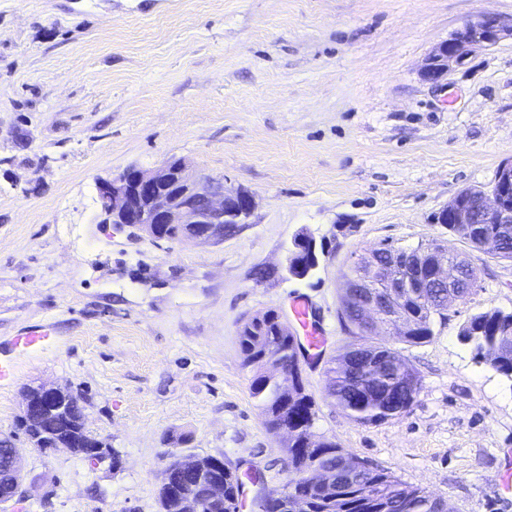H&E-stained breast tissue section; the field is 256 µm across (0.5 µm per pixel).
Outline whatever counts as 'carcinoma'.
<instances>
[{
  "label": "carcinoma",
  "mask_w": 512,
  "mask_h": 512,
  "mask_svg": "<svg viewBox=\"0 0 512 512\" xmlns=\"http://www.w3.org/2000/svg\"><path fill=\"white\" fill-rule=\"evenodd\" d=\"M161 237L184 241L192 229L184 224H165ZM448 232L459 237L473 249L480 250L485 239L497 242L491 252L497 260L512 263V226L503 224H450ZM467 298L470 288H425L395 305L393 313L406 318L410 327L399 341L420 345L433 336L435 316L448 301V293ZM361 297L360 289L342 295L350 307L340 313L348 332L361 339L365 330L356 322L352 304ZM461 341L470 346L474 358L489 363L498 372L512 378V313L487 309L473 314L462 326ZM243 365L251 368L250 393L269 429L276 428L283 399H288V420L296 430L288 463V477L283 488L288 502L304 498L310 512H453L448 502L421 488L408 486L376 466L351 475L348 464L352 456L335 443L323 440L309 442L313 437V400L306 393L298 358L296 336L281 325L280 315L267 311L245 322L239 333ZM283 352L288 374L294 385L283 393L279 374L262 366V354L269 348ZM349 354L350 368L343 370L341 359L328 371L327 393L336 399L348 418L360 425L377 424L398 416L397 410H409L421 392L420 378L410 366H401L398 351L382 344L352 343L343 349ZM66 443L77 455L103 442L85 431V423L77 420L65 428ZM224 512H237L243 481L235 470L224 466ZM196 483L195 477L165 469L159 488L160 512H184L182 499L171 491L174 485Z\"/></svg>",
  "instance_id": "obj_1"
}]
</instances>
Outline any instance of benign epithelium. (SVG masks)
<instances>
[{"label": "benign epithelium", "mask_w": 512, "mask_h": 512, "mask_svg": "<svg viewBox=\"0 0 512 512\" xmlns=\"http://www.w3.org/2000/svg\"><path fill=\"white\" fill-rule=\"evenodd\" d=\"M512 39V18L484 14L471 21L439 43L424 63L422 77L438 83L448 71L458 66L479 49L487 48L503 38ZM101 223L104 226L136 228L152 238L160 235L164 224H189L200 227L185 242L197 246L210 245L222 238L224 225L245 224L253 209L252 197L228 185L227 179H214L192 172L181 159L163 166L144 170L135 166L124 168L96 184ZM433 222L449 224H512V158L498 167L489 189L466 188L457 193L440 209ZM404 264L395 261L370 266L364 277H351L348 288H362L360 312L370 325V331L383 327L397 336L406 330V323L387 312V307L402 301L414 288H431L437 283H472L478 273L470 272L465 264L448 259L449 253L437 246L402 249ZM431 258L430 276L423 277L421 257ZM318 263L316 242L301 234L295 237L289 250L285 274L296 279L307 276L306 264ZM36 394L26 395L21 422L28 424L42 411L66 414V389L39 386ZM10 461L5 472L12 477V489L0 493V504L12 501L23 481V462L18 451L8 446ZM176 469L204 473L200 458L195 454H179Z\"/></svg>", "instance_id": "obj_1"}]
</instances>
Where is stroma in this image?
I'll list each match as a JSON object with an SVG mask.
<instances>
[{
  "label": "stroma",
  "instance_id": "1",
  "mask_svg": "<svg viewBox=\"0 0 512 512\" xmlns=\"http://www.w3.org/2000/svg\"><path fill=\"white\" fill-rule=\"evenodd\" d=\"M512 0H0V440L24 459L0 512H159L170 452L223 457L245 477L238 512L286 481L280 436L250 395L239 330L304 298L328 343L302 362L314 437L448 501L512 512V380L477 362L467 319L512 312V265L432 218L512 158V39L441 84L432 49ZM183 159L250 194L247 223L194 246L103 230L95 183ZM323 243L312 278L280 272L298 234ZM432 242L479 270L473 293L397 347L419 375L412 408L352 422L325 392L352 343L339 319L355 262ZM35 327L48 343L28 352ZM62 387L118 462L33 447L27 388Z\"/></svg>",
  "mask_w": 512,
  "mask_h": 512
}]
</instances>
